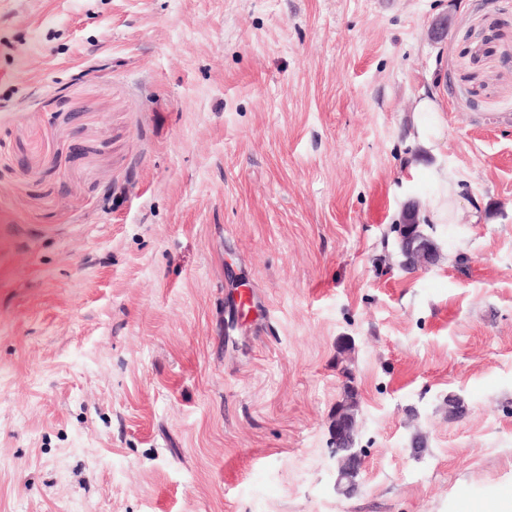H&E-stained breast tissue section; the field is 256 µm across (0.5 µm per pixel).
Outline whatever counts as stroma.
I'll use <instances>...</instances> for the list:
<instances>
[{
    "mask_svg": "<svg viewBox=\"0 0 512 512\" xmlns=\"http://www.w3.org/2000/svg\"><path fill=\"white\" fill-rule=\"evenodd\" d=\"M510 54L512 0H0V512L512 496ZM417 112H420L421 116L415 124V137L425 150L435 155L433 143L439 137L442 128L439 105L425 98L419 103ZM431 178L438 183L441 191L431 203V224H451L454 218L455 190L458 176L454 170L439 161L431 166ZM401 226V235L407 245L406 262L414 267H425L432 261L433 245L429 238L421 232L416 216ZM356 433V429L354 433H350L349 448H336V454L338 451H343L344 454L339 455L337 459V477H336V485L337 487L343 486L342 490L345 494H350L358 489L359 487V477L362 471L363 462L362 456L358 448H354V435ZM347 462H353L352 469H345L344 465Z\"/></svg>",
    "mask_w": 512,
    "mask_h": 512,
    "instance_id": "1",
    "label": "stroma"
}]
</instances>
